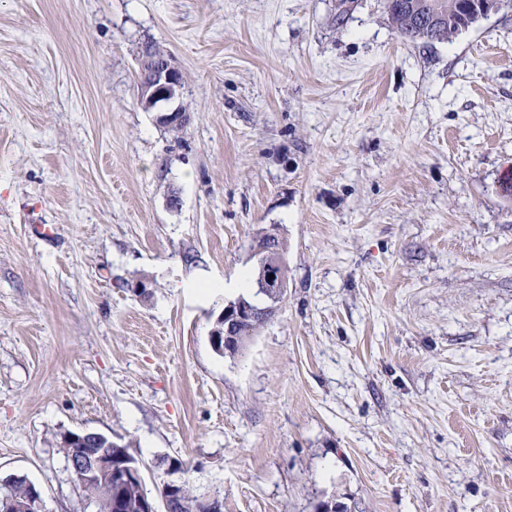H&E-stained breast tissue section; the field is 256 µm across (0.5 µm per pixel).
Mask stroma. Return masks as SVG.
Returning a JSON list of instances; mask_svg holds the SVG:
<instances>
[{"mask_svg": "<svg viewBox=\"0 0 512 512\" xmlns=\"http://www.w3.org/2000/svg\"><path fill=\"white\" fill-rule=\"evenodd\" d=\"M510 173L512 0L434 45L384 0H0V473L84 512V431L224 512H512ZM272 224L288 294L219 355ZM419 2V6L426 0H386L385 8L396 31L405 39L411 40L413 18L407 2ZM139 68L143 74L138 82L141 107L148 112H165L158 119L167 127L178 124L183 112V122L178 128L184 127L190 120L186 110L179 103L174 108L170 107L180 101L185 85L184 75L174 65L171 56L159 50L151 56L140 58ZM239 300L244 301H233L228 302L224 306V311L221 316L217 319V324L223 326L222 331L220 329H213L210 334V343L213 349L219 353H225L230 351L233 347L238 345L240 330L244 323H249L253 318L261 316L265 310H259L253 305H248L251 301L246 298H240ZM248 303V304H247ZM272 315L268 313L264 315L255 326H249L241 338V345L238 351H232L231 353L222 354L223 356H235L238 354L247 341L251 339L263 324Z\"/></svg>", "mask_w": 512, "mask_h": 512, "instance_id": "obj_1", "label": "stroma"}]
</instances>
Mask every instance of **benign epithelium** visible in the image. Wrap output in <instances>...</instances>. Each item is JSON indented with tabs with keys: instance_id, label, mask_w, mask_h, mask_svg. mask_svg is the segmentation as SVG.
<instances>
[{
	"instance_id": "benign-epithelium-1",
	"label": "benign epithelium",
	"mask_w": 512,
	"mask_h": 512,
	"mask_svg": "<svg viewBox=\"0 0 512 512\" xmlns=\"http://www.w3.org/2000/svg\"><path fill=\"white\" fill-rule=\"evenodd\" d=\"M499 0H479V4L467 8L466 25L479 23L489 12L497 8ZM448 19V4L445 0H429L426 10L419 15L415 37L429 39L431 30L438 22ZM142 79L138 82V98L141 107L147 112L160 113V123L171 127L179 123L182 105L176 104L183 94L185 80L182 71L174 65L169 54L157 51L151 56L139 59ZM176 107H171V104ZM283 237L278 227L272 225L260 229L253 239L252 257L256 262L258 290L269 301H281L288 292V263L282 245ZM263 314L253 305L233 301L224 305V311L217 323L223 329H214L210 343L219 353H225L238 345L242 325ZM99 433L76 432L64 436L62 443L79 452L71 456L73 478L81 489L92 486L99 480L112 477V449L101 447ZM120 481L125 484L144 483L142 469L133 464L121 469ZM160 500L151 497L141 502L142 512H172L182 503L181 484L168 478L158 489Z\"/></svg>"
}]
</instances>
